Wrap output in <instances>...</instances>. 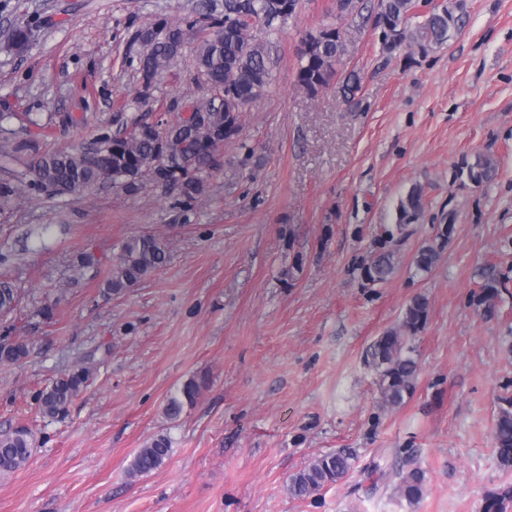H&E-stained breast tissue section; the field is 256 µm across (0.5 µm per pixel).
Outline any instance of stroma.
I'll return each instance as SVG.
<instances>
[{
  "label": "stroma",
  "mask_w": 512,
  "mask_h": 512,
  "mask_svg": "<svg viewBox=\"0 0 512 512\" xmlns=\"http://www.w3.org/2000/svg\"><path fill=\"white\" fill-rule=\"evenodd\" d=\"M464 3L461 31L425 54L355 32L330 84L310 93L296 82L303 37L356 18L336 0H299L273 38L270 86L191 206L160 186L108 185L66 202L33 192L0 215V278L20 290L0 337L29 349L0 365V432L27 428L33 448L0 476V512H483L512 488L493 441L512 397V0ZM201 11L202 0H0V112L37 119L44 150L115 132L134 112L175 120L173 100L206 92L193 50L146 99L131 35ZM19 25L34 33L22 52L8 46ZM350 77L361 89L347 98ZM479 156L495 180H458ZM415 186L423 215L386 238ZM448 216L435 266L417 271L416 251ZM138 234L165 239L167 262L106 293L121 242ZM382 240L395 270L373 286L359 267ZM81 252L96 263L78 271ZM490 270L509 281L487 314L474 298ZM417 294L429 314L413 341L415 388L386 407L364 354ZM79 367L91 380L68 414L42 416L39 392ZM192 379L195 403L169 418ZM162 435L164 464L130 477L136 451ZM341 448L357 457L346 476L289 492ZM415 469L424 488L411 504L398 487ZM200 384L192 379L179 389L178 394L171 397L167 403L166 414L172 418H178L183 412L184 406L191 405L199 394Z\"/></svg>",
  "instance_id": "35a3bbf8"
}]
</instances>
